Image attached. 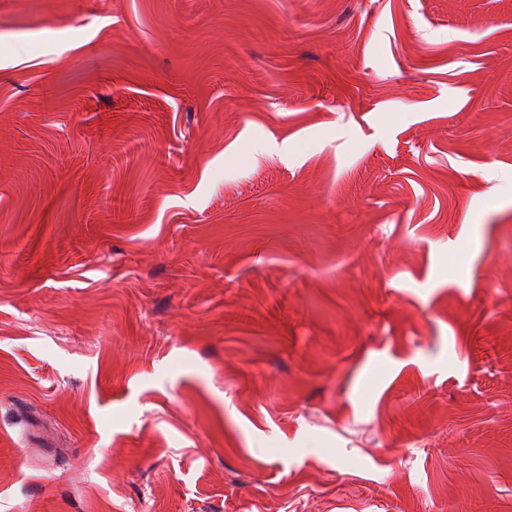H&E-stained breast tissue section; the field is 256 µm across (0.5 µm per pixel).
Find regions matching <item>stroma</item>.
<instances>
[{
	"mask_svg": "<svg viewBox=\"0 0 512 512\" xmlns=\"http://www.w3.org/2000/svg\"><path fill=\"white\" fill-rule=\"evenodd\" d=\"M0 512H512V0H0Z\"/></svg>",
	"mask_w": 512,
	"mask_h": 512,
	"instance_id": "35a3bbf8",
	"label": "stroma"
}]
</instances>
